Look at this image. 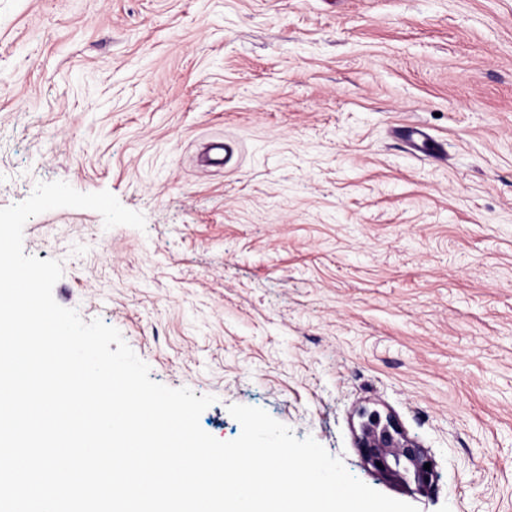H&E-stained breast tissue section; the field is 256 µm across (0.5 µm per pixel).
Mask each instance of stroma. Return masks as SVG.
Returning <instances> with one entry per match:
<instances>
[{"label": "stroma", "instance_id": "stroma-1", "mask_svg": "<svg viewBox=\"0 0 512 512\" xmlns=\"http://www.w3.org/2000/svg\"><path fill=\"white\" fill-rule=\"evenodd\" d=\"M55 180L145 227L59 208L25 254L152 380L215 396L205 432L260 407L418 512H512V0H0V207ZM365 408L432 496L364 462ZM395 132L398 138L415 153H421L428 157L440 155L439 142L426 133L422 127L412 124L398 127ZM361 417L366 419L360 424L357 447L364 461L385 479L402 482L411 479L418 493L431 495L435 491V471L426 449L407 437L392 414L383 417L378 411L364 410ZM425 463H430V470L424 469Z\"/></svg>", "mask_w": 512, "mask_h": 512}]
</instances>
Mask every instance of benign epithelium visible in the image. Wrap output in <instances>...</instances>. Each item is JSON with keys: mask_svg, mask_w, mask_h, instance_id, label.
Returning a JSON list of instances; mask_svg holds the SVG:
<instances>
[{"mask_svg": "<svg viewBox=\"0 0 512 512\" xmlns=\"http://www.w3.org/2000/svg\"><path fill=\"white\" fill-rule=\"evenodd\" d=\"M357 447L364 461L391 481L412 480L416 491L430 495L435 491V471L424 469L433 463L426 449L410 440L395 416L378 411L362 412ZM381 466H376V463Z\"/></svg>", "mask_w": 512, "mask_h": 512, "instance_id": "7a95c632", "label": "benign epithelium"}]
</instances>
